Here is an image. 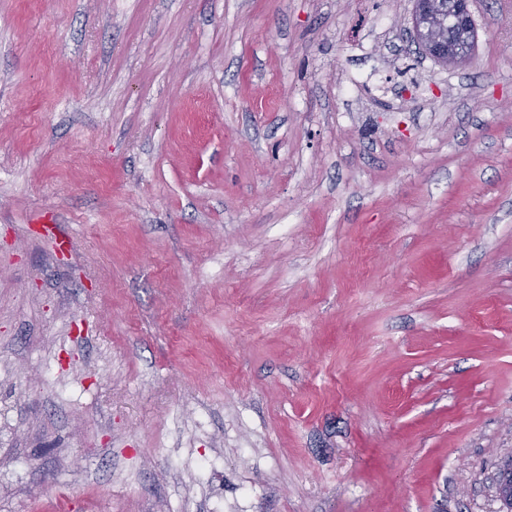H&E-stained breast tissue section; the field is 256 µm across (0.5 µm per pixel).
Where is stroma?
Listing matches in <instances>:
<instances>
[{
    "instance_id": "stroma-1",
    "label": "stroma",
    "mask_w": 512,
    "mask_h": 512,
    "mask_svg": "<svg viewBox=\"0 0 512 512\" xmlns=\"http://www.w3.org/2000/svg\"><path fill=\"white\" fill-rule=\"evenodd\" d=\"M413 8L0 0V512H503L512 0ZM470 0H416L412 15L414 33L418 35L426 51L441 63H466L471 60L468 34L474 27L469 9ZM448 13V19L458 33V41L435 37L429 29V21L434 13Z\"/></svg>"
}]
</instances>
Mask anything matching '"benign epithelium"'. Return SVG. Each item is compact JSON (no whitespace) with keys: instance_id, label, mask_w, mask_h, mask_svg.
Segmentation results:
<instances>
[{"instance_id":"7a95c632","label":"benign epithelium","mask_w":512,"mask_h":512,"mask_svg":"<svg viewBox=\"0 0 512 512\" xmlns=\"http://www.w3.org/2000/svg\"><path fill=\"white\" fill-rule=\"evenodd\" d=\"M470 0H416L413 30L426 51L444 64L471 60L468 34L474 27Z\"/></svg>"}]
</instances>
